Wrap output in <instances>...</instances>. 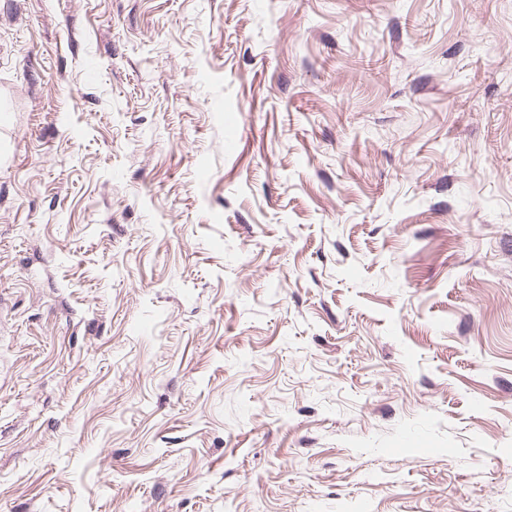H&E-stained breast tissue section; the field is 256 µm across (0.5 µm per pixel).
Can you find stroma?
<instances>
[{"instance_id":"obj_1","label":"stroma","mask_w":512,"mask_h":512,"mask_svg":"<svg viewBox=\"0 0 512 512\" xmlns=\"http://www.w3.org/2000/svg\"><path fill=\"white\" fill-rule=\"evenodd\" d=\"M0 512H512V0H0Z\"/></svg>"}]
</instances>
